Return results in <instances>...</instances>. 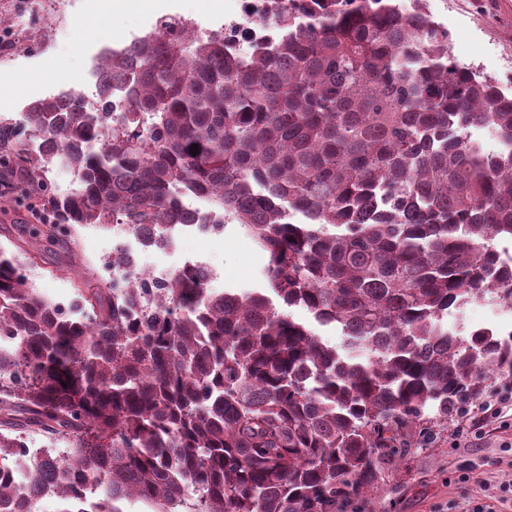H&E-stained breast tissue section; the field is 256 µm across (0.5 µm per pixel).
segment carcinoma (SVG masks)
Returning <instances> with one entry per match:
<instances>
[{
	"label": "carcinoma",
	"mask_w": 512,
	"mask_h": 512,
	"mask_svg": "<svg viewBox=\"0 0 512 512\" xmlns=\"http://www.w3.org/2000/svg\"><path fill=\"white\" fill-rule=\"evenodd\" d=\"M267 24L277 39L247 61L221 32L169 24L106 50L105 108L112 82L125 95L110 134L77 97L0 120V183L33 252L61 241L77 258L76 224L164 234L197 193L267 260L259 289L87 279L67 314L0 251V512L45 497L57 512H357L412 443L512 375V331L444 321L487 297L512 308L496 263L512 244V93L398 0H288ZM484 129L505 148L486 150ZM62 154L82 178L59 199ZM279 303L340 328L342 348ZM31 427L66 454L30 449Z\"/></svg>",
	"instance_id": "cac0c4a2"
}]
</instances>
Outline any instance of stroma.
<instances>
[{
	"label": "stroma",
	"mask_w": 512,
	"mask_h": 512,
	"mask_svg": "<svg viewBox=\"0 0 512 512\" xmlns=\"http://www.w3.org/2000/svg\"><path fill=\"white\" fill-rule=\"evenodd\" d=\"M237 7V0H0V38L15 47L10 56H0V117L22 119L29 102L53 96L76 79L83 82L82 92L92 93L89 77L113 39L148 34L160 15H193L204 37L220 30L225 14ZM425 8L459 48V64L512 92V0H425ZM20 14L26 21L22 29L14 25ZM203 251L221 272L216 289L264 287L266 261L245 227L226 225L206 248L179 240L163 261L176 267ZM60 256L47 245L28 266L29 284L56 303L77 296L68 280L53 274ZM485 323L511 330L512 311L486 301L448 312L452 328ZM482 412V402H475L449 420L429 447L410 448L382 488L364 499L361 512H470L474 504L488 503L499 486L512 484V406L493 417ZM478 418L480 435L454 440L453 428Z\"/></svg>",
	"instance_id": "35a3bbf8"
}]
</instances>
